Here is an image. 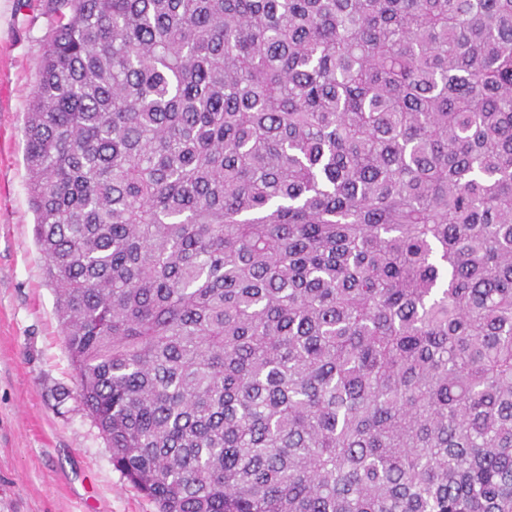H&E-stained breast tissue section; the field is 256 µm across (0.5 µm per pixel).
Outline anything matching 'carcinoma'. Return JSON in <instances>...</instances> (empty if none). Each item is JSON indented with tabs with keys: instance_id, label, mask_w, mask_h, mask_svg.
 Here are the masks:
<instances>
[{
	"instance_id": "cac0c4a2",
	"label": "carcinoma",
	"mask_w": 512,
	"mask_h": 512,
	"mask_svg": "<svg viewBox=\"0 0 512 512\" xmlns=\"http://www.w3.org/2000/svg\"><path fill=\"white\" fill-rule=\"evenodd\" d=\"M24 125L79 397L158 512H512V0H45Z\"/></svg>"
}]
</instances>
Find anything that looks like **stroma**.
I'll return each mask as SVG.
<instances>
[{
    "mask_svg": "<svg viewBox=\"0 0 512 512\" xmlns=\"http://www.w3.org/2000/svg\"><path fill=\"white\" fill-rule=\"evenodd\" d=\"M44 0H0V512H158L84 411L34 240L22 129Z\"/></svg>",
    "mask_w": 512,
    "mask_h": 512,
    "instance_id": "stroma-1",
    "label": "stroma"
}]
</instances>
